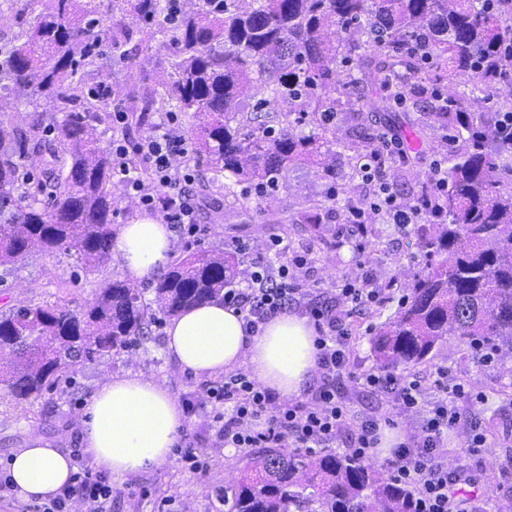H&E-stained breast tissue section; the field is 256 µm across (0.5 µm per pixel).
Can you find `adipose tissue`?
<instances>
[{
	"label": "adipose tissue",
	"instance_id": "ef3b65f1",
	"mask_svg": "<svg viewBox=\"0 0 512 512\" xmlns=\"http://www.w3.org/2000/svg\"><path fill=\"white\" fill-rule=\"evenodd\" d=\"M174 243L169 225L145 216L118 227L112 256L130 278L150 280L168 264ZM165 332V352L181 371L217 376L243 367L282 401L303 397L319 369L318 330L295 310L274 314L252 330L218 296L173 317ZM184 424L167 388L130 371L104 382L89 399L80 420L81 453L116 480L157 470L170 462ZM74 470L66 449L36 436L12 453L6 475L17 494L32 502L58 493Z\"/></svg>",
	"mask_w": 512,
	"mask_h": 512
}]
</instances>
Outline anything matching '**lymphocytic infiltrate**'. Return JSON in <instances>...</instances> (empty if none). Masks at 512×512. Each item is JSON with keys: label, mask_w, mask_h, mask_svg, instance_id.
Instances as JSON below:
<instances>
[{"label": "lymphocytic infiltrate", "mask_w": 512, "mask_h": 512, "mask_svg": "<svg viewBox=\"0 0 512 512\" xmlns=\"http://www.w3.org/2000/svg\"><path fill=\"white\" fill-rule=\"evenodd\" d=\"M133 151L150 163L149 177L140 176L131 166L129 154ZM188 153L185 133L169 120L161 133L145 136L136 146H128L123 139L115 140L112 173L127 192L139 197L143 205L156 209L162 223L184 227L192 233L197 229V209L180 189L190 175L176 164L177 159ZM431 171L433 192L428 199L410 205L388 193L367 209L349 205L345 213L347 223H364L370 212L403 228L439 218V199L448 184L441 163H432ZM270 248L281 256L279 265L252 261L243 272L242 287L224 291L225 304L245 312L252 327L281 311L300 293L294 271L305 265V258L289 257L288 247L279 236L272 238ZM311 315L323 330L317 340L322 382L313 403H276L271 393L247 373L231 372L225 375L221 387L208 392L213 403L229 412L218 432L222 444L242 452L289 446L312 453L334 447L350 421L349 410L336 388L337 380L346 377L360 386L391 395L395 408L418 413L417 432L396 448L388 466L393 479L412 488L419 512H464L461 501L449 488L448 470L439 458L449 430L462 422L460 403L474 407L480 404V397L456 383L444 368L437 371L438 394L430 400L426 399L419 379L399 378L375 370L355 371L350 362V331L342 319L318 307L312 308ZM77 501L83 503L86 512H112L109 480L87 465H79L71 484L63 491L48 502L25 508L24 512H70Z\"/></svg>", "instance_id": "lymphocytic-infiltrate-1"}]
</instances>
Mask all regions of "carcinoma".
<instances>
[{"label": "carcinoma", "mask_w": 512, "mask_h": 512, "mask_svg": "<svg viewBox=\"0 0 512 512\" xmlns=\"http://www.w3.org/2000/svg\"><path fill=\"white\" fill-rule=\"evenodd\" d=\"M18 31L0 46V111L17 102L22 124L0 125V265L32 253L75 252L88 268L111 255L112 212L119 201L111 160L100 146L97 123L103 99L86 87L102 75L99 47L118 50L135 41L152 53L167 30L161 0H0ZM213 0L181 8L172 40L170 72L158 87L138 91L101 83L126 103L137 124L155 105L176 101L195 119L192 132L215 172L265 185L272 175L319 156L310 139L258 127L236 117L238 103L256 88H270L290 112L336 111L320 91L329 83L356 82L339 69L348 49L357 70L378 74L400 65L425 64L445 90L431 106L434 118L467 137L448 154V193L436 238L423 247L443 256L416 279L396 317L373 340L383 368H410L427 360L447 336L512 340V168L501 157L496 113L463 111L460 86L475 75L483 100L497 97L512 112L498 85L512 86V0H240L217 10ZM344 33L333 41L329 33ZM425 34L426 56H402L406 42ZM64 114L46 123L44 105ZM236 126H231L232 120ZM42 176L28 170L33 158ZM224 250L178 258L153 284L158 311L175 315L224 292L235 274ZM149 323L139 289L115 278L83 309L30 302L0 314V391L18 402L37 399L85 360L126 348L146 336ZM251 475L232 488L228 512H417L405 485L353 455L312 457L264 448L250 461ZM318 504L313 509L311 505Z\"/></svg>", "instance_id": "carcinoma-1"}]
</instances>
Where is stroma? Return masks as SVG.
Instances as JSON below:
<instances>
[{
	"label": "stroma",
	"mask_w": 512,
	"mask_h": 512,
	"mask_svg": "<svg viewBox=\"0 0 512 512\" xmlns=\"http://www.w3.org/2000/svg\"><path fill=\"white\" fill-rule=\"evenodd\" d=\"M126 51V60L112 68L114 80L147 88L166 77L167 50L157 47L148 55L130 43ZM398 80L418 87V95L398 101L384 90L381 81L362 78L346 88L330 86L323 90V97L336 102V116L329 124L320 126L312 123L310 116L291 114V133L312 137L328 152L334 180L323 178L317 166L298 164L277 173V188L265 197L248 195L243 182L228 195L207 159L190 152L188 164L194 179L185 190L198 206L199 230L192 236L177 234L173 251L174 257L184 258L239 239L250 244L252 256L276 266L280 258L269 251L268 244L271 237L285 238L290 253L308 260L298 271L306 290L297 309L319 303L345 317L352 333L351 363L358 371L377 369L371 332L396 315L401 298L411 292L415 276L425 271L428 256L419 243L434 236L435 228L429 222L404 229L382 220L346 223L349 200L365 199L372 192L363 185L357 170L367 153L380 149V135L395 137L406 156L401 159L382 154L381 179L399 200L414 204L422 184L430 180V162L448 156L447 129L428 112L432 83H420L405 71ZM105 106L98 132L102 147L107 149L119 137L137 142L166 118L165 112H151L145 126L118 131L112 127V114L122 110V103L109 100ZM122 275L113 261L88 269L72 253L37 254L0 266V312L32 301L81 308L94 300L105 283ZM365 275L383 287L385 300L369 310L348 314L346 307L336 302L338 290L343 281ZM168 321V316H160L151 326L149 340L84 362L75 374L61 378L41 398L20 404L0 396V474L5 472L12 452L26 447L33 436H41L57 448H77L78 419L90 395L109 378L133 371L161 382L178 400L193 399L197 408L185 417L175 460L161 469L113 481L112 512H157L165 499L171 500L173 512H228L216 492L244 476L252 455L217 444L219 424L206 392L222 385L224 379L196 377L175 367L164 352ZM441 366L454 370L459 381L485 397L478 409L463 406L466 424L449 432L443 451L445 465L453 468L465 464L477 478L475 484L462 486L459 491L466 512H512V351H500L496 364L484 367L473 358L470 343L449 339L436 345L427 362L395 369L394 374L426 379ZM338 386L341 397L357 415L390 416L403 435L414 432L417 416L393 414L386 394L364 391L346 378L340 379ZM474 429L485 439L484 448L476 454L467 450L469 433ZM187 451L206 456L207 469H187L179 460Z\"/></svg>",
	"instance_id": "obj_1"
}]
</instances>
